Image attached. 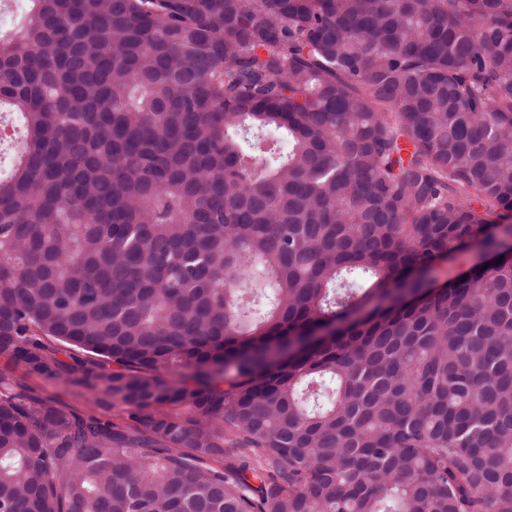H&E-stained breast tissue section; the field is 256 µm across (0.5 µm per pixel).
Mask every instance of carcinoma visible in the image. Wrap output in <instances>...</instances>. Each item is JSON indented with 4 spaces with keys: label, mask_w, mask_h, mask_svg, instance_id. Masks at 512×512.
I'll use <instances>...</instances> for the list:
<instances>
[{
    "label": "carcinoma",
    "mask_w": 512,
    "mask_h": 512,
    "mask_svg": "<svg viewBox=\"0 0 512 512\" xmlns=\"http://www.w3.org/2000/svg\"><path fill=\"white\" fill-rule=\"evenodd\" d=\"M30 2L0 512H512V0ZM475 262L473 252L457 254L453 259L442 260L437 264L441 281L453 279L457 274L469 269ZM4 388L13 394L26 393L35 398L64 404L79 414H93L116 424L127 422L125 407L96 403L98 393L83 381V372L77 371L68 380L50 381L31 375L22 365L16 364L6 354H0V391Z\"/></svg>",
    "instance_id": "cac0c4a2"
}]
</instances>
